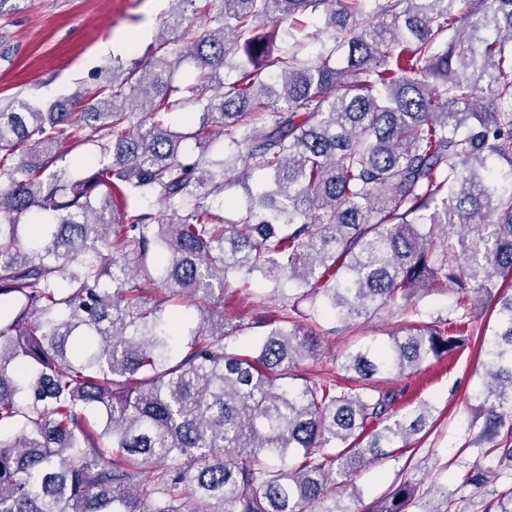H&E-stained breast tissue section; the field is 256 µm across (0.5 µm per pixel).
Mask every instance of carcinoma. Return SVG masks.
<instances>
[{"label": "carcinoma", "instance_id": "carcinoma-1", "mask_svg": "<svg viewBox=\"0 0 512 512\" xmlns=\"http://www.w3.org/2000/svg\"><path fill=\"white\" fill-rule=\"evenodd\" d=\"M196 2L172 0L145 61L112 60L81 111L0 107V512H354L336 490L433 419L375 376L461 348L478 297L496 323L478 333L476 442L512 438V168L494 165L512 164V0H205L222 26L204 31ZM307 15L331 31L311 58ZM186 103L193 132L171 118ZM63 142L99 160L50 170ZM254 171L240 218L213 208ZM230 277L294 286L251 354L215 296ZM438 291L462 314L347 350L355 386L303 370L297 315L416 317ZM499 478L477 462L463 484ZM417 492L402 478L362 512H409Z\"/></svg>", "mask_w": 512, "mask_h": 512}]
</instances>
